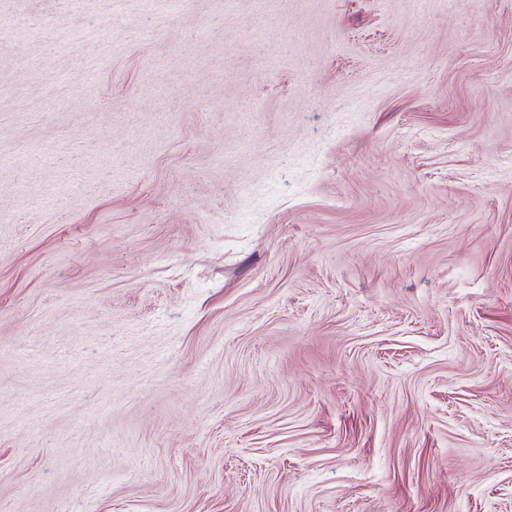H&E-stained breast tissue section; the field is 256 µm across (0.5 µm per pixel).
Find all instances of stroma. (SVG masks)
<instances>
[{
  "label": "stroma",
  "instance_id": "35a3bbf8",
  "mask_svg": "<svg viewBox=\"0 0 512 512\" xmlns=\"http://www.w3.org/2000/svg\"><path fill=\"white\" fill-rule=\"evenodd\" d=\"M0 512H512V0H0Z\"/></svg>",
  "mask_w": 512,
  "mask_h": 512
}]
</instances>
